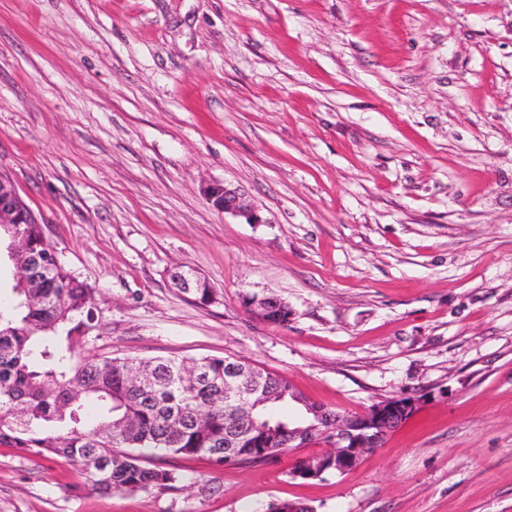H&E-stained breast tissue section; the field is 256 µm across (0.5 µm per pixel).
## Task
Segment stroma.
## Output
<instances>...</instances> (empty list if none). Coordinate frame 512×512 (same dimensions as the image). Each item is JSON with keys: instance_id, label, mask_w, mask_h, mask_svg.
I'll return each instance as SVG.
<instances>
[{"instance_id": "1", "label": "stroma", "mask_w": 512, "mask_h": 512, "mask_svg": "<svg viewBox=\"0 0 512 512\" xmlns=\"http://www.w3.org/2000/svg\"><path fill=\"white\" fill-rule=\"evenodd\" d=\"M0 173L93 290L83 355L237 359L350 413L421 399L321 480L290 475L314 443L104 495L0 445V512H512V0H0ZM268 294L288 325L245 307ZM203 194L209 205L224 214L244 217L250 224L260 222L259 216L244 203L243 195L237 188L216 182L205 186ZM197 278L201 281V288H198V280L186 271L178 270L171 274V280L175 288L186 293L191 292L193 288L188 295L200 305L207 306L214 302L216 291L205 279L199 276Z\"/></svg>"}]
</instances>
